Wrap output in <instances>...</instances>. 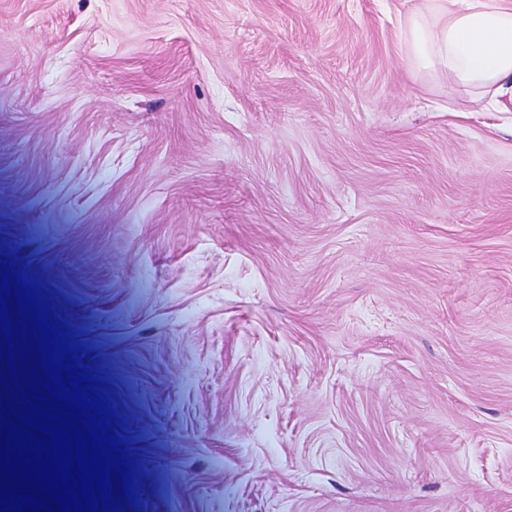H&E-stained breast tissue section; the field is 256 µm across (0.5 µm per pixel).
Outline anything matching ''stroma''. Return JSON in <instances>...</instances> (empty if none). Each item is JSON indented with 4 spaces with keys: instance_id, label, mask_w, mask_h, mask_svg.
I'll use <instances>...</instances> for the list:
<instances>
[{
    "instance_id": "stroma-1",
    "label": "stroma",
    "mask_w": 512,
    "mask_h": 512,
    "mask_svg": "<svg viewBox=\"0 0 512 512\" xmlns=\"http://www.w3.org/2000/svg\"><path fill=\"white\" fill-rule=\"evenodd\" d=\"M420 0H0V254L129 442L124 512H512V112Z\"/></svg>"
}]
</instances>
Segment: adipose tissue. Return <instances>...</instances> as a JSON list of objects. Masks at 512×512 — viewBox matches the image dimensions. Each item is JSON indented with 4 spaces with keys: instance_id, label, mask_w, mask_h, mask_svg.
<instances>
[{
    "instance_id": "obj_1",
    "label": "adipose tissue",
    "mask_w": 512,
    "mask_h": 512,
    "mask_svg": "<svg viewBox=\"0 0 512 512\" xmlns=\"http://www.w3.org/2000/svg\"><path fill=\"white\" fill-rule=\"evenodd\" d=\"M399 41L449 88L512 112V0H424L405 16Z\"/></svg>"
}]
</instances>
